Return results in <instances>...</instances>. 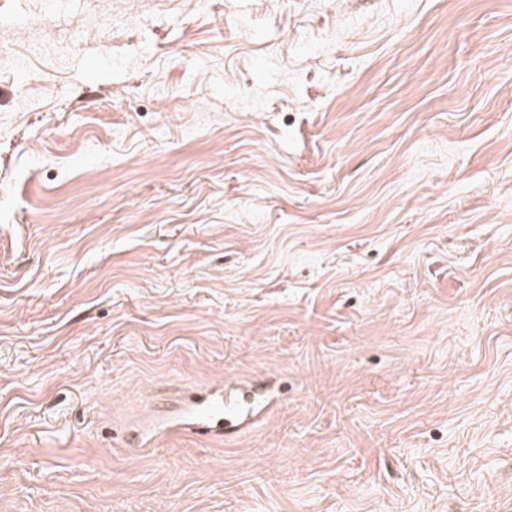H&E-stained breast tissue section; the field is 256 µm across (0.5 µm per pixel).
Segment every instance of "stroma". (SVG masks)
<instances>
[{"label": "stroma", "instance_id": "stroma-1", "mask_svg": "<svg viewBox=\"0 0 512 512\" xmlns=\"http://www.w3.org/2000/svg\"><path fill=\"white\" fill-rule=\"evenodd\" d=\"M197 2L0 0V512H512V0ZM230 386V381L225 380L224 384L215 386L208 395L183 398L180 417L164 422V426L156 427L152 432V440L177 435L186 429L199 435H212L223 432L224 426L236 430L242 421H252L262 408L244 398L224 400V390Z\"/></svg>", "mask_w": 512, "mask_h": 512}]
</instances>
